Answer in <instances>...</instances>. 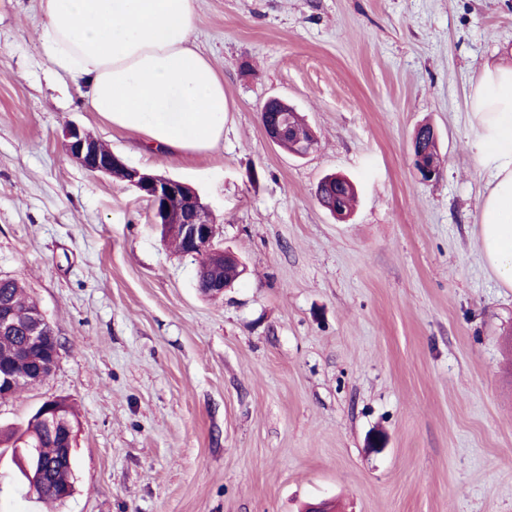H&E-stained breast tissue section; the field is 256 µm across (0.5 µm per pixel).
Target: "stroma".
<instances>
[{
    "instance_id": "1",
    "label": "stroma",
    "mask_w": 512,
    "mask_h": 512,
    "mask_svg": "<svg viewBox=\"0 0 512 512\" xmlns=\"http://www.w3.org/2000/svg\"><path fill=\"white\" fill-rule=\"evenodd\" d=\"M224 79V144L168 161L84 106L43 57L40 0H0V276L62 343L0 403L25 427L66 399L73 493L30 492L0 447V512H512V288L472 234L489 175L471 147L482 67L512 62V0H196ZM288 99L317 142L268 141ZM76 123L211 203L247 272L218 298L150 203L62 147ZM433 126L438 175L412 136ZM350 178L337 220L319 182ZM386 444L367 445L372 433Z\"/></svg>"
}]
</instances>
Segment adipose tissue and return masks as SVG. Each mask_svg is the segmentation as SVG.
I'll return each instance as SVG.
<instances>
[{
    "label": "adipose tissue",
    "instance_id": "adipose-tissue-1",
    "mask_svg": "<svg viewBox=\"0 0 512 512\" xmlns=\"http://www.w3.org/2000/svg\"><path fill=\"white\" fill-rule=\"evenodd\" d=\"M196 0H41L42 55L91 111L169 160L224 142V80L195 43ZM471 148L490 187L472 234L512 288V64L471 93Z\"/></svg>",
    "mask_w": 512,
    "mask_h": 512
}]
</instances>
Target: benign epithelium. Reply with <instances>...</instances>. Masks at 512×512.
Returning <instances> with one entry per match:
<instances>
[{
    "mask_svg": "<svg viewBox=\"0 0 512 512\" xmlns=\"http://www.w3.org/2000/svg\"><path fill=\"white\" fill-rule=\"evenodd\" d=\"M63 147L68 156L85 171L111 177L134 188L141 196L158 204H165L161 211L162 218L167 222L174 221L181 227L184 245L181 255L195 257L198 253L209 250L216 234L215 215L211 205L191 185L170 177L144 172L129 165L114 152H104L97 137L75 123L65 126ZM412 150L416 160V171L426 181L435 174V171L424 159L416 137L413 138ZM172 199L180 201L175 209L167 206ZM226 263L233 265L238 275L246 273L245 265L233 254L223 250L216 251L213 263L197 273V279L204 280L207 292L212 296L220 295L231 287L220 269V266ZM20 326L26 331L29 348L41 349L47 341L54 343L53 352L43 358H35L39 368L28 379V385H37L45 381L53 371L58 358L59 343L56 337L45 335L46 321L39 307L36 306L22 315L6 308L0 310V335L11 334ZM10 359L11 356L6 354L4 361L0 363V392L10 391L14 387ZM38 415L45 423L49 434L61 439L56 462L72 466L73 435L68 424L60 418L58 410L50 401L39 407Z\"/></svg>",
    "mask_w": 512,
    "mask_h": 512,
    "instance_id": "obj_1",
    "label": "benign epithelium"
}]
</instances>
